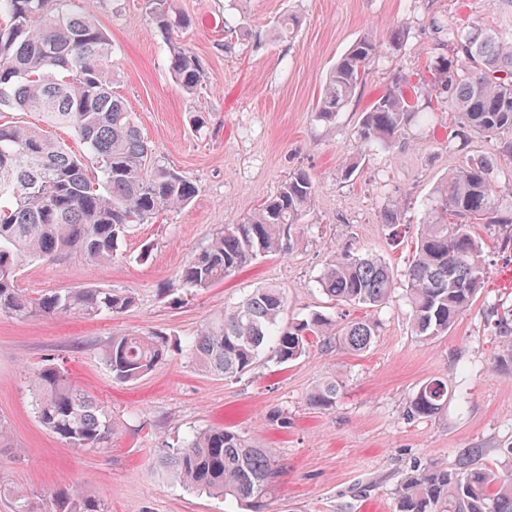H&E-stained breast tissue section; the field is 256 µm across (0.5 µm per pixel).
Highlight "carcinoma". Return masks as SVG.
I'll return each instance as SVG.
<instances>
[{
	"label": "carcinoma",
	"mask_w": 512,
	"mask_h": 512,
	"mask_svg": "<svg viewBox=\"0 0 512 512\" xmlns=\"http://www.w3.org/2000/svg\"><path fill=\"white\" fill-rule=\"evenodd\" d=\"M69 0H0V107L35 112L50 125L73 128L83 146L76 154L37 127L0 125V317L119 314L136 304L120 289L75 288L29 296L17 285L26 261L54 262L81 257L108 262L118 243L139 224L167 209L185 207L197 191L189 177L159 163L141 135L136 117L112 94V44L86 14L66 8ZM493 17L468 24L432 18L430 78L412 84L395 74L363 113L360 138L394 147L419 117V100L436 99L456 112L462 132L484 138L512 131V0H490ZM145 11L168 41L169 70L187 94L203 80L194 52L175 37L189 26L171 12L169 0H145ZM361 38L336 61L315 113L336 118L354 96L366 67L380 51ZM512 159L505 143L487 156H472L433 191L428 218L404 273L411 332L424 342L448 333L470 308L486 278L482 246L472 225L502 231L512 216L500 208L494 188L497 158ZM316 185L299 169L252 214L216 233L178 273L182 286L205 290L258 257L285 255L294 247ZM338 305L375 308L396 289L387 262L361 249L332 250L319 278ZM285 290L268 284L232 309L210 318L187 348L210 372L242 376L266 352L288 365L316 347L339 346L360 353L370 348L377 323L355 318L339 322L322 312L283 321ZM502 339L495 358L512 365V308L497 316ZM181 346L164 336H114L103 351L112 378L134 382ZM34 413L41 425L77 451L100 449L112 435L106 406L85 394L52 364L32 372ZM339 386L324 378L308 401L319 409L336 403ZM448 400V379L432 378L406 408L408 419L437 415ZM182 481L198 492L230 498L246 512H266L267 499L283 473L271 448H255L237 431H197L169 456ZM398 512H512V470L480 462L463 452L455 468L431 462L407 474L396 489ZM56 512H106L101 500L77 491L57 499Z\"/></svg>",
	"instance_id": "carcinoma-1"
}]
</instances>
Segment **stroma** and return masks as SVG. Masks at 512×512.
<instances>
[{
    "label": "stroma",
    "mask_w": 512,
    "mask_h": 512,
    "mask_svg": "<svg viewBox=\"0 0 512 512\" xmlns=\"http://www.w3.org/2000/svg\"><path fill=\"white\" fill-rule=\"evenodd\" d=\"M75 5L111 40L113 93L135 113L161 164L190 177L198 193L187 207L135 227L110 262L33 260L21 268L18 285L34 296L92 286L125 289L137 301L127 312L93 320L0 318V420L11 433L0 450V512H15L19 499L32 512H49L52 494L65 487L102 499L107 512H243L236 502L188 489L166 462L191 434L213 426L275 449L284 474L269 512H396L404 474L432 461L455 464L469 448L479 449L483 463L504 468V450L512 446V374L494 366L492 310L512 304V245L481 224L472 232L485 243V285L448 334L432 342L412 335L398 290L369 313L379 328L359 354L314 349L286 366L262 357L237 379L175 352L130 383L114 381L101 359L104 345L124 334L187 340L266 284L284 288L289 319L315 311L339 321L367 314L321 291L331 247L367 249L402 276L436 183L492 148L474 134L451 138L453 114L437 102L430 105L434 128L408 126L404 145L390 150L361 144L362 116L397 71L424 74L432 16L487 18L488 0H173V9L192 21L180 38L204 68L192 95L173 80L168 46L152 32L143 0ZM287 12L299 16L298 32L276 39L273 26ZM395 30L402 34L397 48L389 43ZM369 34L381 40V51L355 96L334 121L318 120L314 106L329 70ZM197 113L207 121L200 134L191 124ZM359 152L358 172L343 180V164ZM298 168L311 173L316 192L292 252L253 260L205 290L181 289L178 272L189 258ZM394 206L402 212L396 227L380 218ZM48 362L109 409L105 450L75 451L37 421L25 371ZM327 376L340 384L335 406H310V390ZM439 376L448 379L447 405L434 417L408 420L418 387ZM277 409L287 412V427L269 422Z\"/></svg>",
    "instance_id": "35a3bbf8"
}]
</instances>
